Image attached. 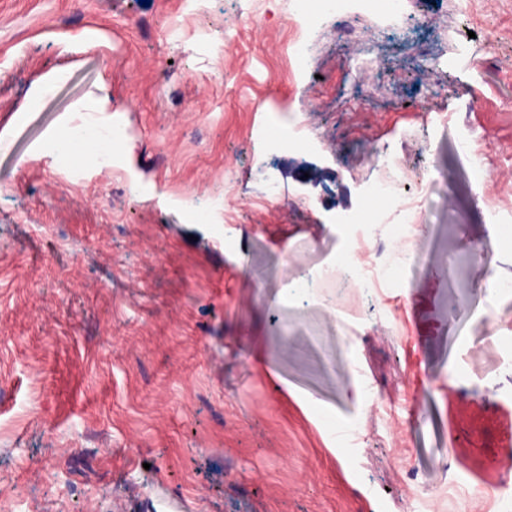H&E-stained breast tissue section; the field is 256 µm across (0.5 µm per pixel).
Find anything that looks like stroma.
Returning a JSON list of instances; mask_svg holds the SVG:
<instances>
[{
  "label": "stroma",
  "mask_w": 512,
  "mask_h": 512,
  "mask_svg": "<svg viewBox=\"0 0 512 512\" xmlns=\"http://www.w3.org/2000/svg\"><path fill=\"white\" fill-rule=\"evenodd\" d=\"M344 10L347 41L293 0H0V512H415L413 482L432 512H512L480 495L512 471V295L477 291L512 284V222H489L512 211V0ZM84 116L124 129L111 169L42 153ZM288 119L301 149L252 135ZM375 147L400 197L435 184L428 267L395 287L385 252L369 287L293 295L375 251L336 222ZM214 194L223 215L194 222ZM464 235L497 241L489 264ZM450 472L470 487L440 496ZM459 149L474 178L475 200L486 202L489 173L484 167V148L479 143L476 146L474 140L465 138L459 142Z\"/></svg>",
  "instance_id": "35a3bbf8"
}]
</instances>
